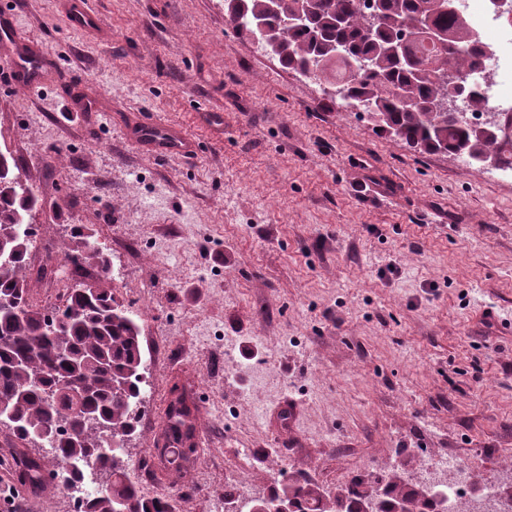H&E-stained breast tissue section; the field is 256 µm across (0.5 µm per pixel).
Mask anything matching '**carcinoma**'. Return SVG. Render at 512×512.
Here are the masks:
<instances>
[{
  "mask_svg": "<svg viewBox=\"0 0 512 512\" xmlns=\"http://www.w3.org/2000/svg\"><path fill=\"white\" fill-rule=\"evenodd\" d=\"M268 2L224 0V8L239 31L253 34L254 22H265L272 50L289 69L304 73L324 64L325 80L341 91V106L364 104L381 127L422 151H446L471 165L489 158L498 166L512 156V133L479 131L460 113L435 109L451 94L448 77L475 72L481 63L453 0H311L310 17L295 27L283 20L295 13L298 0H279L275 12ZM430 32L446 47L426 45ZM0 167L6 169L0 186V425H10L23 441L43 438L62 460L107 475L83 512H172L168 498L146 499L127 479L123 449L136 430L147 386L138 316L101 280L66 288L63 305L50 310L30 304V234L22 227L37 199L23 187L10 154L0 152ZM64 384L81 396L63 395ZM196 421L197 408L184 394L180 406L167 409L166 439L184 446ZM167 462L187 478V451ZM13 465L42 494H55L40 458L25 452ZM270 499L288 502L294 512H361L369 500L377 512H393L400 502L411 512H438L424 482L401 480L385 467L334 494L293 475L274 487Z\"/></svg>",
  "mask_w": 512,
  "mask_h": 512,
  "instance_id": "obj_1",
  "label": "carcinoma"
}]
</instances>
